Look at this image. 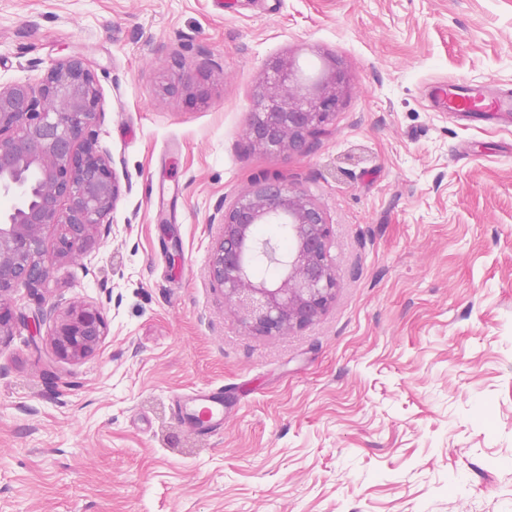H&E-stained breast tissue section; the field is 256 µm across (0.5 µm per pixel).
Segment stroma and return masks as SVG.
Instances as JSON below:
<instances>
[{
    "label": "stroma",
    "mask_w": 512,
    "mask_h": 512,
    "mask_svg": "<svg viewBox=\"0 0 512 512\" xmlns=\"http://www.w3.org/2000/svg\"><path fill=\"white\" fill-rule=\"evenodd\" d=\"M351 88L303 155L243 131L270 57ZM87 58L126 189L82 265L12 295L0 512H512V117L439 112L451 77L512 89V0H0V81ZM206 103L161 91L172 62ZM322 206L336 299L255 336L208 278L213 218L261 176ZM107 334L77 362L71 305ZM223 389L192 431L174 401ZM106 334L102 312L93 305H72L52 330V345L56 354L65 360L79 361L94 354Z\"/></svg>",
    "instance_id": "stroma-1"
}]
</instances>
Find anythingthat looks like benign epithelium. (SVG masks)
<instances>
[{
    "label": "benign epithelium",
    "instance_id": "benign-epithelium-1",
    "mask_svg": "<svg viewBox=\"0 0 512 512\" xmlns=\"http://www.w3.org/2000/svg\"><path fill=\"white\" fill-rule=\"evenodd\" d=\"M162 86L172 97L204 101L206 71L184 70ZM349 79L336 65L311 85L303 84L294 60L275 56L255 97L244 130L249 146L271 155L303 154L336 117ZM100 93L91 64L69 57L35 84H0V192L25 193L23 174L40 181L38 201L17 206L0 219V338L16 317L10 295L37 290L58 258L81 261L122 194L110 151L98 142ZM208 270L224 296L226 314L257 336H285L315 323L336 298V273L328 261L330 225L321 205L277 176L255 180L224 209ZM261 225L288 230V251L262 238ZM57 230V247L45 248L46 229ZM106 334L102 312L71 306L52 330V345L65 360L94 354Z\"/></svg>",
    "mask_w": 512,
    "mask_h": 512
}]
</instances>
